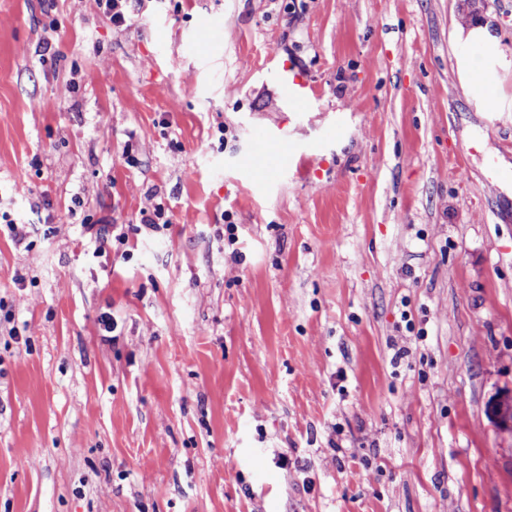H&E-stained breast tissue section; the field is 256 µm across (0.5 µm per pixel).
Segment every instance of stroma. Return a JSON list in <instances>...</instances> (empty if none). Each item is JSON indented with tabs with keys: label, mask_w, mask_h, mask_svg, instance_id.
Segmentation results:
<instances>
[{
	"label": "stroma",
	"mask_w": 512,
	"mask_h": 512,
	"mask_svg": "<svg viewBox=\"0 0 512 512\" xmlns=\"http://www.w3.org/2000/svg\"><path fill=\"white\" fill-rule=\"evenodd\" d=\"M4 214L0 512H512V0H0ZM458 37L467 46V52L458 59L464 93L477 103H487L488 100L496 98L497 94L491 86L477 80L475 74L496 53V39L487 29L481 27H460ZM277 91L283 104L294 112L304 110L314 93L307 76L291 61L279 73ZM274 139L278 140L279 144H284L288 148V136L286 133H282L280 136L275 138L268 137L265 134H260L254 136L251 140V153L259 159L266 161L265 164L256 165L254 168L253 175L256 178L265 177L274 168L270 164V162L273 160L272 140Z\"/></svg>",
	"instance_id": "35a3bbf8"
}]
</instances>
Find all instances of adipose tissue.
Here are the masks:
<instances>
[{"label":"adipose tissue","mask_w":512,"mask_h":512,"mask_svg":"<svg viewBox=\"0 0 512 512\" xmlns=\"http://www.w3.org/2000/svg\"><path fill=\"white\" fill-rule=\"evenodd\" d=\"M458 37L467 46L466 53L458 60V69L465 95L478 103L495 98V90L476 78L479 69L483 68L497 51L495 38L487 29L481 27L459 29Z\"/></svg>","instance_id":"1"}]
</instances>
